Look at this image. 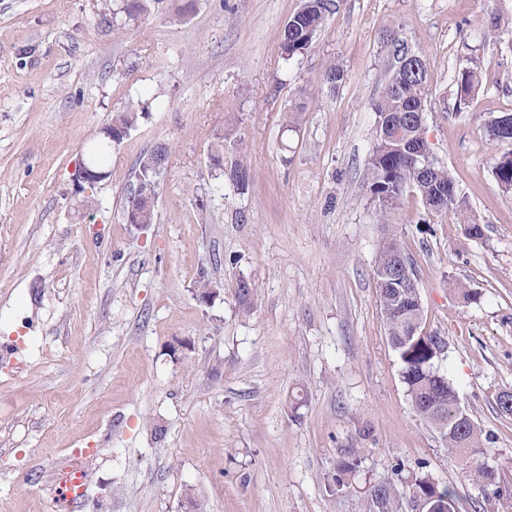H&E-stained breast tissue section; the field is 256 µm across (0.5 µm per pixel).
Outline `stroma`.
I'll list each match as a JSON object with an SVG mask.
<instances>
[{"mask_svg": "<svg viewBox=\"0 0 512 512\" xmlns=\"http://www.w3.org/2000/svg\"><path fill=\"white\" fill-rule=\"evenodd\" d=\"M301 0H151L100 24V0H0V500L62 512L52 475L80 457L83 512H369L368 490L425 465L460 512L485 497L413 409L378 303L385 233L366 190L387 35L432 75L427 138L482 226L406 196L394 226L439 371L512 485V192L485 117L512 112V0H333L306 55L281 32ZM345 76L323 80L326 61ZM483 84L460 102L454 78ZM149 105L76 174L114 111ZM171 148L153 224L124 216L140 159ZM244 160L240 190L215 165ZM207 275L210 305L194 287ZM258 300L243 314L236 288ZM461 283L480 294L462 303ZM352 448L362 463L331 487Z\"/></svg>", "mask_w": 512, "mask_h": 512, "instance_id": "stroma-1", "label": "stroma"}]
</instances>
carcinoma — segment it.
<instances>
[{"label":"carcinoma","instance_id":"obj_1","mask_svg":"<svg viewBox=\"0 0 512 512\" xmlns=\"http://www.w3.org/2000/svg\"><path fill=\"white\" fill-rule=\"evenodd\" d=\"M331 0H304L302 7L288 20L281 36L285 60L311 51L329 12ZM396 59L387 82L373 104L377 116L375 143L367 160V191L375 203L376 213L383 224L393 223L403 196L416 194L425 209L433 214L453 212L467 224L471 237L482 235L480 225L471 222L466 202L460 197L448 169L433 156L426 134L425 114L432 90V77L422 55L393 43ZM460 100L468 101L480 87V75L473 68L465 69L454 78ZM138 103H130L112 115V122L103 129V140L92 146L86 167L98 170L97 164L108 155L118 135L128 133L137 119ZM483 135L492 144H512V113L485 119ZM169 160L167 144L156 145L139 164V182L143 196L154 195L157 177L166 164H158V154ZM495 178L505 191L512 190V152L503 154ZM227 178L240 190L249 184L248 166L237 161ZM405 257L397 235L389 231L378 245L373 276L376 281L380 312L392 347L402 364V377L415 411L438 432L452 454L464 453L465 479L479 487L484 495L503 494L499 470L483 461L484 439L471 417L455 415L459 407L456 389L435 368L444 357L445 341L438 336L413 332L422 325L424 310L411 289L402 287L393 274L394 258ZM257 289L243 282L238 288L242 310L250 312L257 299ZM362 449L354 448L337 464L334 481L345 485L361 463ZM409 496L426 512H459L458 496L449 488L440 487L433 477L422 470L407 480ZM370 507L376 512H399L398 491L392 484H379L369 491Z\"/></svg>","mask_w":512,"mask_h":512}]
</instances>
